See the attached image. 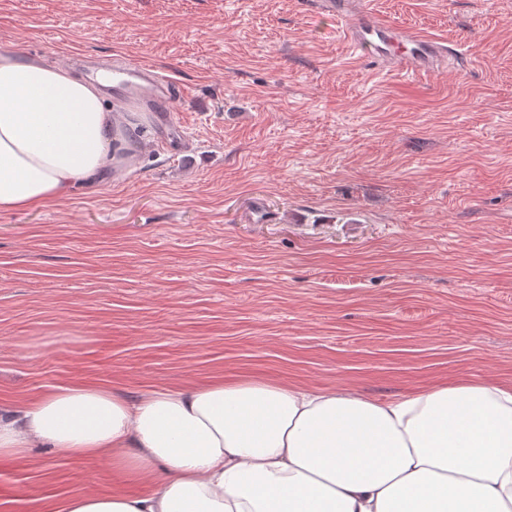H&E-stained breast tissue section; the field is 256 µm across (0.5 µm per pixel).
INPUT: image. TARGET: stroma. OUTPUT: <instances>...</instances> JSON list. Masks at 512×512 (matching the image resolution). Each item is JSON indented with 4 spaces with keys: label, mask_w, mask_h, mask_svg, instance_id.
I'll use <instances>...</instances> for the list:
<instances>
[{
    "label": "stroma",
    "mask_w": 512,
    "mask_h": 512,
    "mask_svg": "<svg viewBox=\"0 0 512 512\" xmlns=\"http://www.w3.org/2000/svg\"><path fill=\"white\" fill-rule=\"evenodd\" d=\"M463 59L402 78L313 0H0V50L150 63L134 162L0 212V402L264 380L372 400L512 385V0H371ZM103 463L0 464V512L146 494Z\"/></svg>",
    "instance_id": "35a3bbf8"
}]
</instances>
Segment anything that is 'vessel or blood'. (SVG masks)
Listing matches in <instances>:
<instances>
[{"label":"vessel or blood","instance_id":"vessel-or-blood-1","mask_svg":"<svg viewBox=\"0 0 512 512\" xmlns=\"http://www.w3.org/2000/svg\"><path fill=\"white\" fill-rule=\"evenodd\" d=\"M321 14L336 18L350 46L375 56L392 73L416 77L444 67L454 50L446 42L419 30L397 26L371 8L355 9L353 0H316ZM117 100L130 106L146 105L171 111L181 94L176 82L161 70L144 63L115 67Z\"/></svg>","mask_w":512,"mask_h":512}]
</instances>
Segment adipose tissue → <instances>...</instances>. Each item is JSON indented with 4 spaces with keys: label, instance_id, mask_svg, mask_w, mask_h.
<instances>
[{
    "label": "adipose tissue",
    "instance_id": "obj_1",
    "mask_svg": "<svg viewBox=\"0 0 512 512\" xmlns=\"http://www.w3.org/2000/svg\"><path fill=\"white\" fill-rule=\"evenodd\" d=\"M101 84L0 51V210L44 205L130 164ZM51 448L150 495L82 492L62 512H512V387L384 402L270 381L128 399L74 383L0 403V462Z\"/></svg>",
    "mask_w": 512,
    "mask_h": 512
}]
</instances>
